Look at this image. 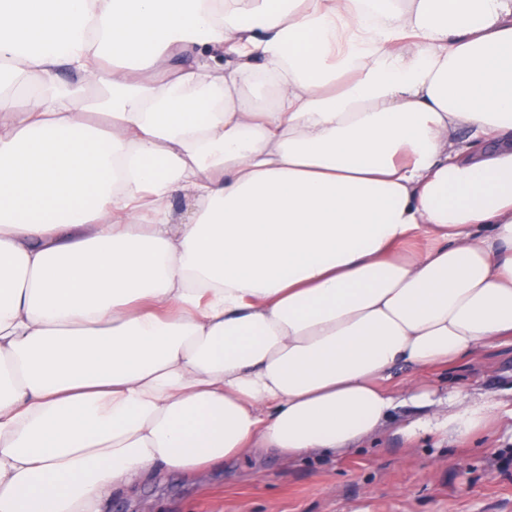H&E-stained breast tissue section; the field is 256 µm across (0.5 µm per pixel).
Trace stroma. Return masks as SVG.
<instances>
[{
    "instance_id": "1",
    "label": "stroma",
    "mask_w": 512,
    "mask_h": 512,
    "mask_svg": "<svg viewBox=\"0 0 512 512\" xmlns=\"http://www.w3.org/2000/svg\"><path fill=\"white\" fill-rule=\"evenodd\" d=\"M438 395L485 393L512 409V346L423 375ZM419 412L400 406L359 447L283 462L247 457L190 482L167 473L107 512H512V432L499 423L461 443L436 431L403 436Z\"/></svg>"
}]
</instances>
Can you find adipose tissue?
<instances>
[{
    "label": "adipose tissue",
    "mask_w": 512,
    "mask_h": 512,
    "mask_svg": "<svg viewBox=\"0 0 512 512\" xmlns=\"http://www.w3.org/2000/svg\"><path fill=\"white\" fill-rule=\"evenodd\" d=\"M504 344L512 0H0V512L466 440L415 377Z\"/></svg>",
    "instance_id": "1"
}]
</instances>
